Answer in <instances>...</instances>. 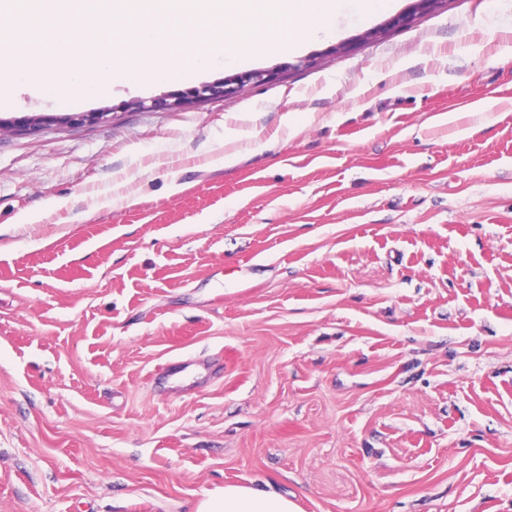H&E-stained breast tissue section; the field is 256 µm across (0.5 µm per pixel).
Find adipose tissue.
Returning a JSON list of instances; mask_svg holds the SVG:
<instances>
[{
    "instance_id": "obj_1",
    "label": "adipose tissue",
    "mask_w": 512,
    "mask_h": 512,
    "mask_svg": "<svg viewBox=\"0 0 512 512\" xmlns=\"http://www.w3.org/2000/svg\"><path fill=\"white\" fill-rule=\"evenodd\" d=\"M195 512H297V507L275 492L228 484L204 497Z\"/></svg>"
}]
</instances>
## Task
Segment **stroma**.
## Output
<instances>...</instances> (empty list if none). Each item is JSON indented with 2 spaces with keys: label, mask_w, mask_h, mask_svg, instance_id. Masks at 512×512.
<instances>
[{
  "label": "stroma",
  "mask_w": 512,
  "mask_h": 512,
  "mask_svg": "<svg viewBox=\"0 0 512 512\" xmlns=\"http://www.w3.org/2000/svg\"><path fill=\"white\" fill-rule=\"evenodd\" d=\"M0 117V512H512V0ZM348 43L332 54L331 45ZM317 63L296 68L299 58ZM279 77L179 110L129 103ZM112 114L108 110L99 112L64 113L60 115L27 116L18 120H3L0 118V131L12 133L22 130H34L42 125L72 126L95 123L108 118ZM23 127L24 129H21ZM296 505L273 491L228 484L204 497L194 512H297Z\"/></svg>",
  "instance_id": "1"
}]
</instances>
